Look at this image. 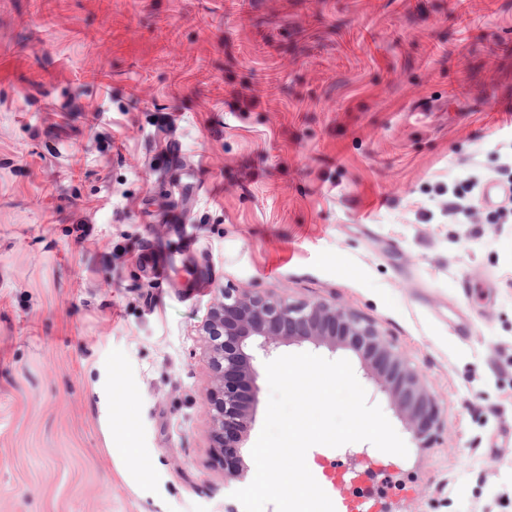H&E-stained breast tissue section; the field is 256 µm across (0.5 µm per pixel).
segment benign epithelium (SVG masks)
Returning <instances> with one entry per match:
<instances>
[{"label": "benign epithelium", "mask_w": 512, "mask_h": 512, "mask_svg": "<svg viewBox=\"0 0 512 512\" xmlns=\"http://www.w3.org/2000/svg\"><path fill=\"white\" fill-rule=\"evenodd\" d=\"M308 340L331 348L358 352L374 372L380 390L404 414L410 430L427 439L435 428L437 407L417 370L370 324L342 310L322 304H293L264 295H243L224 289V302L207 325L209 367L214 385L207 402L214 424L212 440L219 449L224 472L244 468L242 447L255 398L252 339Z\"/></svg>", "instance_id": "1"}]
</instances>
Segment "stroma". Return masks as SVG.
Wrapping results in <instances>:
<instances>
[{"label": "stroma", "mask_w": 512, "mask_h": 512, "mask_svg": "<svg viewBox=\"0 0 512 512\" xmlns=\"http://www.w3.org/2000/svg\"><path fill=\"white\" fill-rule=\"evenodd\" d=\"M227 288L372 324L431 438L354 350L278 343L225 476ZM302 352L408 447H311L335 512L352 455L401 474L375 512H512V0H0V512H244L265 364Z\"/></svg>", "instance_id": "stroma-1"}]
</instances>
